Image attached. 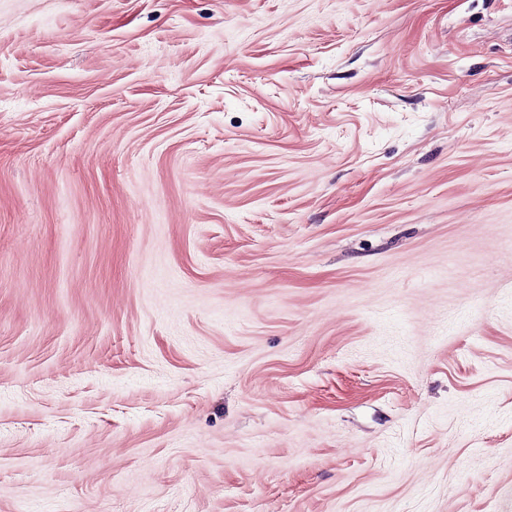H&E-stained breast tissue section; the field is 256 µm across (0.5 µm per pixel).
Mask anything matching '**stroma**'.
I'll use <instances>...</instances> for the list:
<instances>
[{
    "label": "stroma",
    "mask_w": 512,
    "mask_h": 512,
    "mask_svg": "<svg viewBox=\"0 0 512 512\" xmlns=\"http://www.w3.org/2000/svg\"><path fill=\"white\" fill-rule=\"evenodd\" d=\"M0 512H512V0H0Z\"/></svg>",
    "instance_id": "stroma-1"
}]
</instances>
